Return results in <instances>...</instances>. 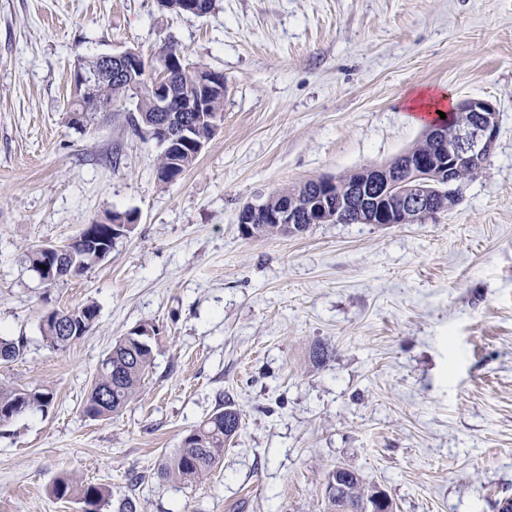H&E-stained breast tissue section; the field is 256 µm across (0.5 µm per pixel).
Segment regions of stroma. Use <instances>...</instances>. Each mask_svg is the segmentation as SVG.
I'll return each instance as SVG.
<instances>
[{
  "label": "stroma",
  "instance_id": "obj_1",
  "mask_svg": "<svg viewBox=\"0 0 512 512\" xmlns=\"http://www.w3.org/2000/svg\"><path fill=\"white\" fill-rule=\"evenodd\" d=\"M168 42L224 75L220 127L175 183L121 110L72 112L80 59ZM442 87L499 113L483 168L422 224H315L242 237V205L397 158L422 137L407 97ZM133 231L82 277L45 287L25 251L107 212ZM96 302L59 352L45 307ZM161 335L138 396L82 413L113 342ZM0 333L26 337L0 383L51 387L48 413L0 428V512H79L62 473L139 512H331L327 475L355 470L393 512H500L512 499V0H0ZM318 344L332 349L321 367ZM241 414L202 483L158 478L222 396ZM158 4L162 9L171 10L177 13H183L182 11L185 4V13L194 15L197 8L204 14L203 16L209 14L214 8V0H194V3L190 0L185 2L183 0H158Z\"/></svg>",
  "mask_w": 512,
  "mask_h": 512
}]
</instances>
